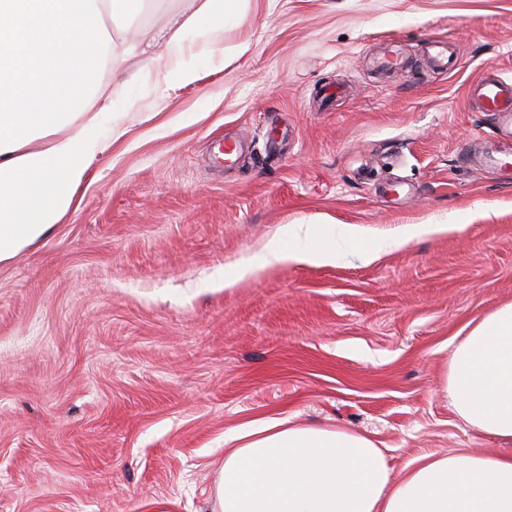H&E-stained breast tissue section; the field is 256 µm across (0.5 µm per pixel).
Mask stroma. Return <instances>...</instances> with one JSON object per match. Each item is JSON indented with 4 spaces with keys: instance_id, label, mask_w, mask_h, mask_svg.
<instances>
[{
    "instance_id": "1",
    "label": "stroma",
    "mask_w": 512,
    "mask_h": 512,
    "mask_svg": "<svg viewBox=\"0 0 512 512\" xmlns=\"http://www.w3.org/2000/svg\"><path fill=\"white\" fill-rule=\"evenodd\" d=\"M197 7L105 12L144 48L96 78L124 134L0 263V512H210L225 434L274 417L370 438L395 479L430 453L512 457L445 391L462 336L512 303V137L467 94L486 67L512 79V0H249L183 42L195 80L165 89L149 40ZM434 39L457 71H433ZM388 53L407 69L384 75ZM217 139L245 151L218 164ZM307 221L454 230L225 286Z\"/></svg>"
}]
</instances>
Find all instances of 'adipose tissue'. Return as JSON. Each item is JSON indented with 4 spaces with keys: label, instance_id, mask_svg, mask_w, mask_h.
I'll return each instance as SVG.
<instances>
[{
    "label": "adipose tissue",
    "instance_id": "1",
    "mask_svg": "<svg viewBox=\"0 0 512 512\" xmlns=\"http://www.w3.org/2000/svg\"><path fill=\"white\" fill-rule=\"evenodd\" d=\"M99 0H0V263L45 238L74 204L90 165L123 134L110 96L72 81L112 62L122 34L106 30ZM249 0H201L158 33L171 47L166 88L194 80L178 50L240 18ZM447 224H411L397 238L360 236L352 224H287L234 278L286 262L329 265L334 245L368 262ZM445 390L480 431L512 440V304L485 316L457 345ZM212 512H512V459L457 450L410 461L399 479L366 436L282 419L251 422L227 438Z\"/></svg>",
    "mask_w": 512,
    "mask_h": 512
}]
</instances>
